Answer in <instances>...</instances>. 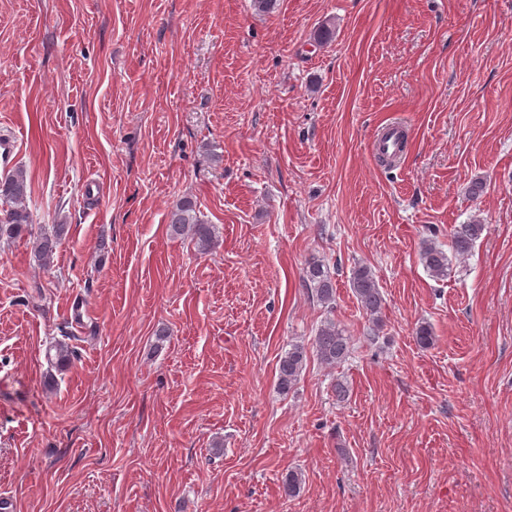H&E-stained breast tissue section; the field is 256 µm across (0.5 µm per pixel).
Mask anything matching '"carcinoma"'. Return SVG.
I'll list each match as a JSON object with an SVG mask.
<instances>
[{"label":"carcinoma","instance_id":"obj_1","mask_svg":"<svg viewBox=\"0 0 512 512\" xmlns=\"http://www.w3.org/2000/svg\"><path fill=\"white\" fill-rule=\"evenodd\" d=\"M27 182L21 170H15L0 179V239L15 240L28 237L31 249L38 261L47 265L65 234L66 225H53L52 232L33 231L32 218L26 206ZM485 229L483 224H459L450 232L451 253H446L434 244L424 245L421 261L427 272L436 279L448 276L452 259H462L471 254L476 241ZM168 232L173 237L189 238L201 253L210 251L216 244L213 225L201 216L197 202L183 197L171 211ZM302 281L315 294L317 301L330 305L335 299L336 288L332 273L320 259L310 258L304 268ZM350 286L362 310L373 322H379L383 298L371 269L359 265L352 271ZM312 348L321 363L337 366L346 361L352 352V339L333 320H326L317 330ZM54 356L48 357L50 364L65 368L75 359V351L64 342L54 345ZM308 351L302 344H293L279 358L277 367V389L282 394L291 392L298 384L305 368Z\"/></svg>","mask_w":512,"mask_h":512}]
</instances>
